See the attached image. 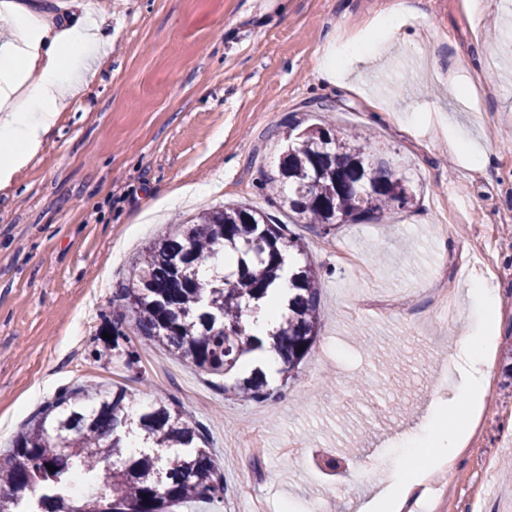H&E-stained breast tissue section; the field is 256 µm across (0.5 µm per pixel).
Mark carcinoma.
<instances>
[{
  "label": "carcinoma",
  "mask_w": 512,
  "mask_h": 512,
  "mask_svg": "<svg viewBox=\"0 0 512 512\" xmlns=\"http://www.w3.org/2000/svg\"><path fill=\"white\" fill-rule=\"evenodd\" d=\"M287 128V149L266 184L287 187L283 206L320 233L413 206L406 165L376 157L372 135L296 119ZM227 248L238 253V269L228 274L215 268ZM293 251L306 254L300 235L249 204L199 214L146 246L116 290L112 355L131 368L142 348L157 345L225 378L256 349L246 325L251 301L286 269L294 295L273 338L284 371L294 372L321 318L319 271L308 260L285 267ZM232 389L245 401L275 398L259 372ZM205 442V425L163 399L135 406L122 387L65 389L0 453V512H168L186 502L217 512L224 483Z\"/></svg>",
  "instance_id": "obj_1"
}]
</instances>
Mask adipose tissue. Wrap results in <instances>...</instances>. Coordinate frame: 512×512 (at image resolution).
<instances>
[{"instance_id":"adipose-tissue-1","label":"adipose tissue","mask_w":512,"mask_h":512,"mask_svg":"<svg viewBox=\"0 0 512 512\" xmlns=\"http://www.w3.org/2000/svg\"><path fill=\"white\" fill-rule=\"evenodd\" d=\"M10 19L5 41L0 42V187L36 155L55 126L60 113L75 97L89 70L91 59L100 55L97 34L82 24L58 25L53 15L36 14L30 0H5L0 5ZM288 295L287 283L278 293L260 302L249 316L257 349L240 366V373L258 369L267 379L280 377L283 360L273 346L272 332L280 322L281 302ZM488 335L464 337L451 355L460 371L456 387L459 399L478 408L488 388ZM450 401L437 399L414 436L415 444L428 448L407 474H391L381 490L368 502L366 512H402L425 471L453 459L468 437L466 426L449 430L442 419Z\"/></svg>"}]
</instances>
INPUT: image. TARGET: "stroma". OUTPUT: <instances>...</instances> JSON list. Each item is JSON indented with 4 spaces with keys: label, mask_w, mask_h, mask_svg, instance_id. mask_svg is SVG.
<instances>
[{
    "label": "stroma",
    "mask_w": 512,
    "mask_h": 512,
    "mask_svg": "<svg viewBox=\"0 0 512 512\" xmlns=\"http://www.w3.org/2000/svg\"><path fill=\"white\" fill-rule=\"evenodd\" d=\"M373 52L320 75L329 44L354 43L389 0H116L97 7L107 55L37 154L0 189V448L59 389L124 386L136 402H171L203 422L224 477V512H360L415 454L399 434L457 378L448 359L478 321L476 280L498 298L490 386L477 436L455 458L456 493L419 512H512L479 501L478 460L512 458V10L503 0H422ZM472 85L460 104L447 77ZM332 111L324 112L320 102ZM370 131L380 156L404 160L408 210L343 224L322 238L300 228L326 268L323 326L280 398L246 402L156 347L138 368L97 358L98 333L136 255L182 219L246 202L284 222L261 184L278 170L289 117ZM466 135L488 154H455ZM178 193L180 203L166 198ZM458 307L442 329L432 289ZM297 444L288 452L287 443ZM375 467H365L367 457Z\"/></svg>",
    "instance_id": "stroma-1"
}]
</instances>
